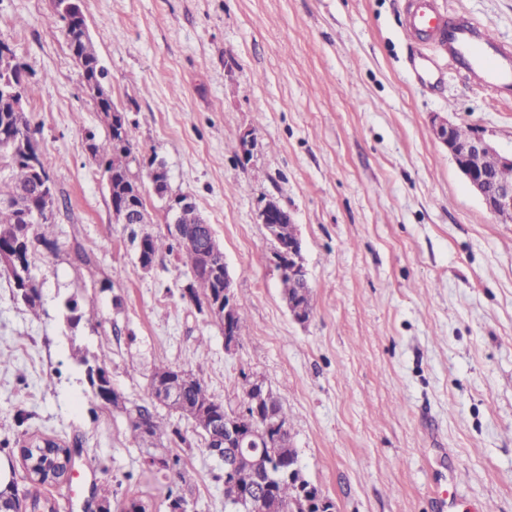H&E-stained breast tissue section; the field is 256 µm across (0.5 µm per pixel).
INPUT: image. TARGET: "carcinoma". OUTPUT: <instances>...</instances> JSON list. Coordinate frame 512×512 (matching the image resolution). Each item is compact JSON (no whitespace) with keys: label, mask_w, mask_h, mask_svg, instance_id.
I'll return each instance as SVG.
<instances>
[{"label":"carcinoma","mask_w":512,"mask_h":512,"mask_svg":"<svg viewBox=\"0 0 512 512\" xmlns=\"http://www.w3.org/2000/svg\"><path fill=\"white\" fill-rule=\"evenodd\" d=\"M82 69L87 77L99 75V82H104L106 72L100 66V60L93 42L89 41L78 46L75 51ZM97 112L103 116L106 131L104 135H96V144L92 159L103 172V176L109 180L119 179L128 181L126 168L122 161L131 157L136 149L135 136L132 127H127L123 133L112 130V112L118 107L112 101V97L96 99ZM6 128L13 131L18 137L15 150L22 154L24 151L37 150V129L32 127L25 110H15L9 104L0 103V129ZM9 145L0 144V200H11L10 205H0V243L12 242L16 245L14 252L20 256V263L11 272L15 288L27 289V297L24 306L31 316L40 317L41 301L38 289L33 284L32 266L35 255V243L45 245L52 243L49 236L56 226L55 216L46 217L41 221L26 224L22 215L29 209L26 201H18L13 198V192L19 187L34 189L37 174L25 162L17 160ZM144 252L161 258L173 253L179 255L183 265L195 274L192 282L187 286L190 301L197 307L210 302L216 296L215 283L204 274L198 272L200 267V251L194 244L181 243L168 235L147 236L143 239ZM282 294L285 299H299L305 309L310 310L312 294L309 288H300L298 284L288 278L281 279ZM66 320L71 327L80 322H91L97 317V312L92 306H82L74 296L64 302ZM79 363L85 367V373L89 381L92 397L99 398V392L105 390L110 384L107 371L98 365L91 364L88 352H79ZM179 417L190 420L203 441H208L207 430L210 423L216 417L226 414L224 404L214 399L209 394L206 385L198 378L187 382L183 388L182 405L174 409ZM130 419V429L133 439L144 445L145 453H157V444L165 441L176 446L192 447V441L185 436L177 426L168 427L160 418L155 401L143 404H135L127 409ZM60 466L54 465L50 470L43 467H27L30 479L41 485L57 482L62 478L59 473ZM257 481V474L253 466L245 462L235 470V482L242 488H248ZM299 499V486L296 481L283 476L275 482V492L266 501V512H293V505ZM17 488L11 482L0 491V508L5 512L16 507Z\"/></svg>","instance_id":"obj_1"}]
</instances>
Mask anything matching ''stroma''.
Returning <instances> with one entry per match:
<instances>
[{
	"label": "stroma",
	"instance_id": "obj_1",
	"mask_svg": "<svg viewBox=\"0 0 512 512\" xmlns=\"http://www.w3.org/2000/svg\"><path fill=\"white\" fill-rule=\"evenodd\" d=\"M402 3L81 0L104 86L133 127V174L146 180L149 158L162 162L224 251L248 327L229 353L185 298L191 274L175 256L139 268L140 236L166 232L163 200L146 193L152 224L113 223L84 140L104 124L52 0H0V41L35 89L25 109L67 202L55 244L34 258L40 319L0 269V473L19 495L97 512L92 492L106 487L112 512L133 501L168 512L174 490L188 512H235L224 460L203 441L180 451L191 485L145 467L123 409L92 398L80 347L128 404L148 399L160 363L192 372L230 412L244 409V380L262 381L335 512H440L438 489L455 502L447 512H512V223L488 212L433 130L440 116L511 152L512 97L408 40ZM439 4L512 46V0ZM269 199L302 240L313 297L303 323L258 218ZM80 245L93 264L77 261ZM72 295L98 321L70 327ZM34 435L71 448L69 480L29 479L21 448Z\"/></svg>",
	"mask_w": 512,
	"mask_h": 512
}]
</instances>
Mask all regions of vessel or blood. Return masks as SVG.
I'll list each match as a JSON object with an SVG mask.
<instances>
[{"label": "vessel or blood", "mask_w": 512, "mask_h": 512, "mask_svg": "<svg viewBox=\"0 0 512 512\" xmlns=\"http://www.w3.org/2000/svg\"><path fill=\"white\" fill-rule=\"evenodd\" d=\"M405 29L414 40L434 43L460 63L466 79L492 93L512 91V50L478 24L451 22L438 0H406Z\"/></svg>", "instance_id": "b4317fda"}]
</instances>
